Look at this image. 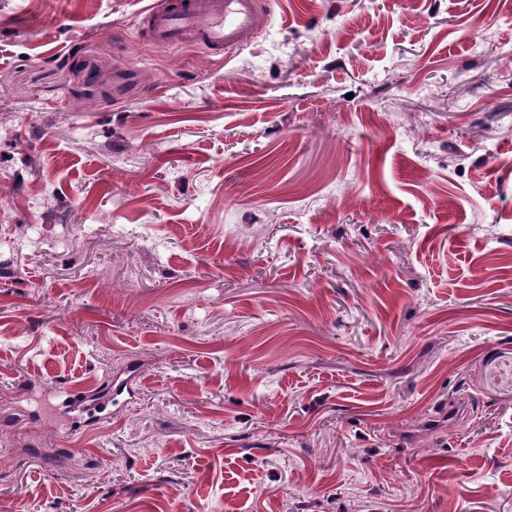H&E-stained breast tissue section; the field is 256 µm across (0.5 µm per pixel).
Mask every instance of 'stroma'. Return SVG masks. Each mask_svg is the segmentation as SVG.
Returning a JSON list of instances; mask_svg holds the SVG:
<instances>
[{
	"label": "stroma",
	"mask_w": 512,
	"mask_h": 512,
	"mask_svg": "<svg viewBox=\"0 0 512 512\" xmlns=\"http://www.w3.org/2000/svg\"><path fill=\"white\" fill-rule=\"evenodd\" d=\"M153 2L0 0V512H512V0ZM270 0H157L143 12L151 40L177 47L191 40L207 55L226 57L258 33Z\"/></svg>",
	"instance_id": "35a3bbf8"
}]
</instances>
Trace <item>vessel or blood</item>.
<instances>
[{
  "label": "vessel or blood",
  "mask_w": 512,
  "mask_h": 512,
  "mask_svg": "<svg viewBox=\"0 0 512 512\" xmlns=\"http://www.w3.org/2000/svg\"><path fill=\"white\" fill-rule=\"evenodd\" d=\"M271 0H155L144 11L155 44L192 42L210 56H226L250 42Z\"/></svg>",
  "instance_id": "1"
}]
</instances>
